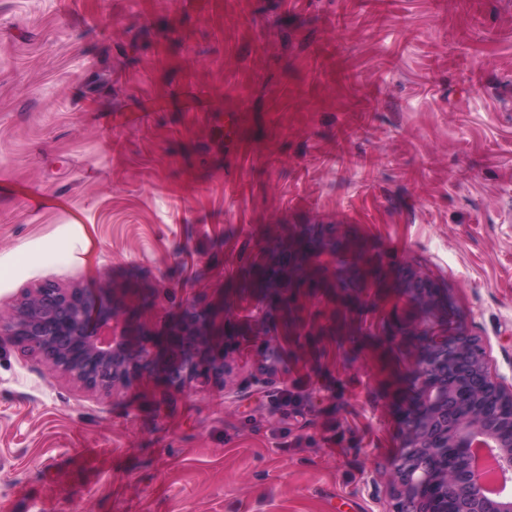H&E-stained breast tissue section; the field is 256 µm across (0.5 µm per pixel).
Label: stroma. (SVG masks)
<instances>
[{"instance_id":"obj_1","label":"stroma","mask_w":512,"mask_h":512,"mask_svg":"<svg viewBox=\"0 0 512 512\" xmlns=\"http://www.w3.org/2000/svg\"><path fill=\"white\" fill-rule=\"evenodd\" d=\"M307 225L385 274L258 327L244 271ZM406 268L512 384V0H0V308L238 325L223 382L111 395L0 343V512H391Z\"/></svg>"}]
</instances>
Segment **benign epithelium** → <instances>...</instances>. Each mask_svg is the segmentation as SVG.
Wrapping results in <instances>:
<instances>
[{"label": "benign epithelium", "mask_w": 512, "mask_h": 512, "mask_svg": "<svg viewBox=\"0 0 512 512\" xmlns=\"http://www.w3.org/2000/svg\"><path fill=\"white\" fill-rule=\"evenodd\" d=\"M343 246L329 227L301 228L274 240L264 263L281 279L265 291V299L316 282L321 258L335 260L336 248ZM371 271L361 259L342 270V280L359 283ZM402 288L422 308L423 318L410 332L395 324L394 334L421 337L422 350L415 401L406 414V451L393 470L394 512H512V491H506L512 482V386L490 374L472 337L450 339L433 331L430 310L440 296L437 283L407 270ZM219 315L227 328L224 306L189 304L162 331L133 339L121 326L131 313L116 300L45 282L15 308L0 311V339L31 348L48 371L89 390L110 394L160 365L170 384L184 387L200 379H224V339L212 333ZM491 396L508 403L509 411H490ZM479 448L502 463L500 489L493 496L476 489L472 462Z\"/></svg>", "instance_id": "1"}]
</instances>
